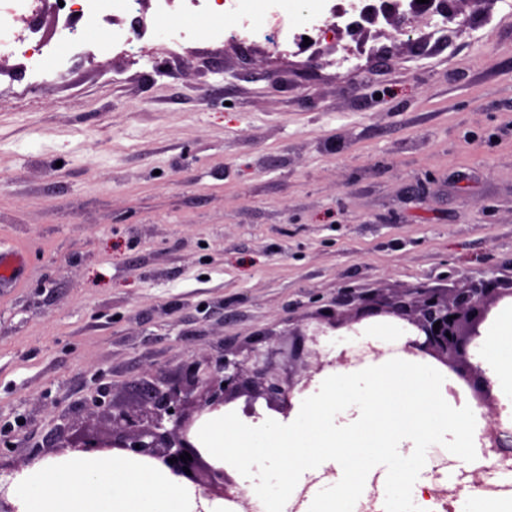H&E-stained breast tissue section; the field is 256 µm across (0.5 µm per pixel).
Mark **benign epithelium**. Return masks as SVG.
<instances>
[{"instance_id":"1","label":"benign epithelium","mask_w":512,"mask_h":512,"mask_svg":"<svg viewBox=\"0 0 512 512\" xmlns=\"http://www.w3.org/2000/svg\"><path fill=\"white\" fill-rule=\"evenodd\" d=\"M417 294L419 299L411 302L373 303L346 321L321 316L322 326L299 342L287 346L279 342L265 352L252 350L242 361L225 356L213 367L190 365L182 381L154 391L142 409L118 411L111 416L108 430L88 429L76 442L61 445L60 453L101 452L156 461L177 484L195 488L207 500L236 501L234 490L239 483L202 448L197 433L200 423L211 414L224 412L227 404L240 397L245 398L244 413L248 416L256 414L260 401L265 402L267 409L288 416L293 409L296 386L305 390L313 380V374L307 375L304 382L294 379L291 364L310 357L315 360L312 368L317 374L328 363H351L345 350L326 363L316 346L327 330L349 328L374 317L402 321L400 327L407 337L405 352L437 360L470 388L475 404L489 410L490 420L481 436L484 454L507 453L512 447V430L504 427L490 381L480 365L469 359V347L481 336L479 327L492 309L512 299V289L502 291L495 280L489 279L452 297L437 291L419 290ZM436 322L440 323L437 331L433 330ZM249 361L253 362L256 375V380L250 382L243 378ZM186 452L191 460L184 462L180 455ZM186 468L191 474L184 472Z\"/></svg>"}]
</instances>
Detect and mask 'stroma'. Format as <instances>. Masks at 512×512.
Returning <instances> with one entry per match:
<instances>
[{
  "instance_id": "stroma-1",
  "label": "stroma",
  "mask_w": 512,
  "mask_h": 512,
  "mask_svg": "<svg viewBox=\"0 0 512 512\" xmlns=\"http://www.w3.org/2000/svg\"><path fill=\"white\" fill-rule=\"evenodd\" d=\"M118 25L134 53L103 28L61 78L0 57V241L28 258L0 288V470L321 311L512 287V0L278 49L155 0Z\"/></svg>"
}]
</instances>
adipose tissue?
Listing matches in <instances>:
<instances>
[{
  "label": "adipose tissue",
  "mask_w": 512,
  "mask_h": 512,
  "mask_svg": "<svg viewBox=\"0 0 512 512\" xmlns=\"http://www.w3.org/2000/svg\"><path fill=\"white\" fill-rule=\"evenodd\" d=\"M473 354L512 419V304L497 311ZM383 342L381 361L335 370L277 425L216 418L202 437L209 452L237 469L256 512H292L304 484L325 490L307 512H355L372 472L384 475L376 512H429L423 496L438 448L449 460L481 464L478 409L448 399V378L413 360L394 327L333 336L334 350L363 338ZM16 512H223L177 486L164 469L128 458L70 453L41 459L15 478Z\"/></svg>",
  "instance_id": "ef3b65f1"
}]
</instances>
